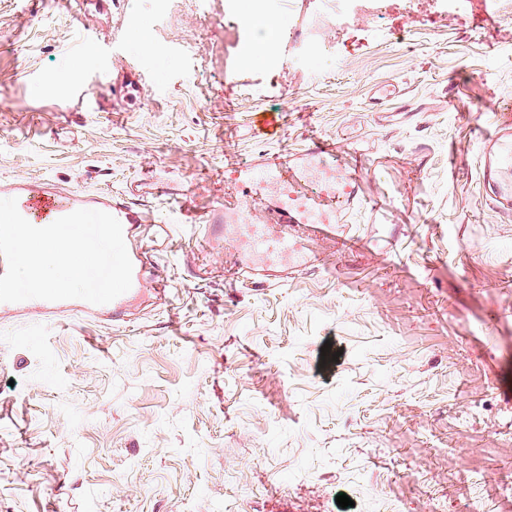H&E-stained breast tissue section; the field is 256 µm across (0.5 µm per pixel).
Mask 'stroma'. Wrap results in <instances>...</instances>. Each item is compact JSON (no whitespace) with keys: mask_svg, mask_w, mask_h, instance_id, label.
Segmentation results:
<instances>
[{"mask_svg":"<svg viewBox=\"0 0 512 512\" xmlns=\"http://www.w3.org/2000/svg\"><path fill=\"white\" fill-rule=\"evenodd\" d=\"M295 2L245 68L248 0H0V182L131 193L170 226L139 236L168 296L0 315V512H512V217L479 186L512 14L387 0L367 27ZM266 109L275 142L249 132ZM313 135L364 149L378 223L307 237L301 268L250 249L257 211L197 251L183 214L235 198L227 162ZM248 125L253 138L269 139L280 134L283 127L281 112L261 111L250 114Z\"/></svg>","mask_w":512,"mask_h":512,"instance_id":"1","label":"stroma"}]
</instances>
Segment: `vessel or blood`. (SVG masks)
<instances>
[{
    "label": "vessel or blood",
    "instance_id": "obj_1",
    "mask_svg": "<svg viewBox=\"0 0 512 512\" xmlns=\"http://www.w3.org/2000/svg\"><path fill=\"white\" fill-rule=\"evenodd\" d=\"M253 138L269 139L280 134L283 117L277 111L251 113L248 121ZM242 189V203L259 206V191L271 186L278 193V202L268 209L262 220L254 223L251 243L259 250L282 253L297 250L299 233L308 230L315 236H334L336 227L349 223L354 209L367 207L361 188V176L352 162L351 149L338 148L335 142L308 138L301 150L275 153L259 165L238 164L232 169ZM479 181L492 208L503 215L512 214V124H497L483 136L479 157ZM17 201L20 214L32 224L49 225L60 217L79 209L99 210L114 216L120 223L130 248L132 285L123 294L106 304H92L81 299L47 301L30 299L23 302H0V312L32 311L53 315L76 311L86 317L113 315L129 296L148 290L168 293L164 278L149 275L147 257L131 241L135 230L145 223L143 211L131 203L112 197L110 193H85L56 190L47 185L15 181L0 183V199Z\"/></svg>",
    "mask_w": 512,
    "mask_h": 512
}]
</instances>
